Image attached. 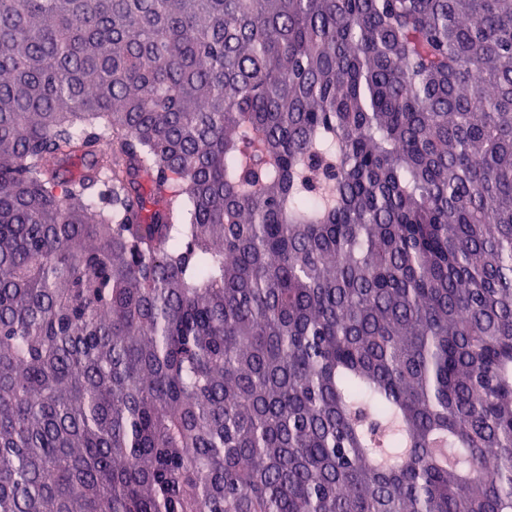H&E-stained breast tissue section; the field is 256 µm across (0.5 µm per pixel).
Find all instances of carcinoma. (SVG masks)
<instances>
[{"mask_svg": "<svg viewBox=\"0 0 512 512\" xmlns=\"http://www.w3.org/2000/svg\"><path fill=\"white\" fill-rule=\"evenodd\" d=\"M0 512H512V0H0Z\"/></svg>", "mask_w": 512, "mask_h": 512, "instance_id": "cac0c4a2", "label": "carcinoma"}]
</instances>
